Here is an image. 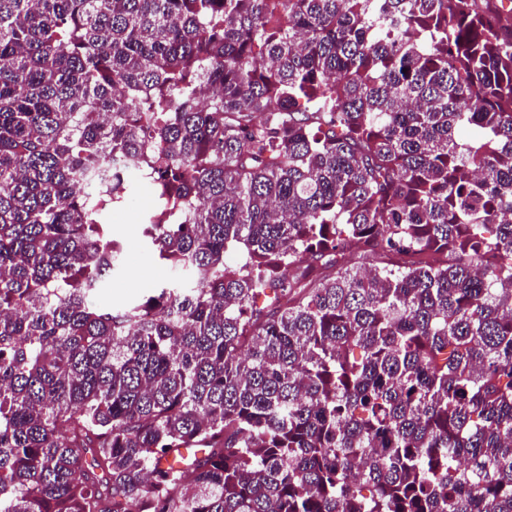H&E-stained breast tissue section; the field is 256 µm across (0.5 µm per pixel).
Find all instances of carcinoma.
<instances>
[{
  "label": "carcinoma",
  "instance_id": "cac0c4a2",
  "mask_svg": "<svg viewBox=\"0 0 512 512\" xmlns=\"http://www.w3.org/2000/svg\"><path fill=\"white\" fill-rule=\"evenodd\" d=\"M269 2L0 0V512H512V0ZM130 201L119 215L110 217L114 235L129 242L128 265L125 273L112 279V286L100 294L103 302L119 306L132 301L160 282L188 284L191 277L186 272H173L158 266L151 247L142 236L141 220L150 209L153 199L141 184L132 183Z\"/></svg>",
  "mask_w": 512,
  "mask_h": 512
}]
</instances>
